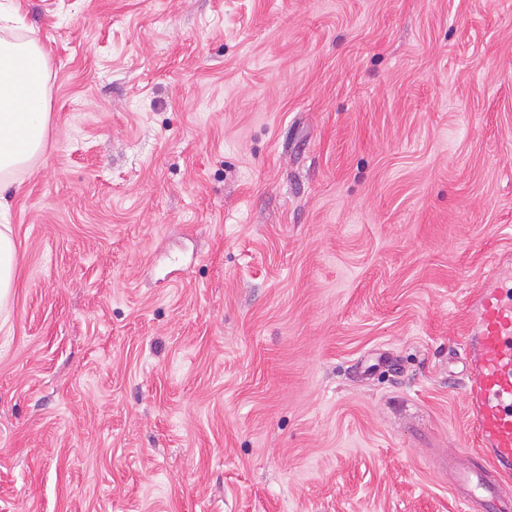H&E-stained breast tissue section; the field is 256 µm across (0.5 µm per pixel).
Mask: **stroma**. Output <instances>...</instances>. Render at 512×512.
<instances>
[{"mask_svg": "<svg viewBox=\"0 0 512 512\" xmlns=\"http://www.w3.org/2000/svg\"><path fill=\"white\" fill-rule=\"evenodd\" d=\"M50 59L0 184V512H466L512 256V0H0ZM7 205L0 202V310L8 304L12 288H14V275L18 265V255L12 238V230L8 223ZM4 215V216H3ZM465 402L479 450L502 474H512V293L491 285L469 307Z\"/></svg>", "mask_w": 512, "mask_h": 512, "instance_id": "35a3bbf8", "label": "stroma"}]
</instances>
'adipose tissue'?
Here are the masks:
<instances>
[{
  "instance_id": "1",
  "label": "adipose tissue",
  "mask_w": 512,
  "mask_h": 512,
  "mask_svg": "<svg viewBox=\"0 0 512 512\" xmlns=\"http://www.w3.org/2000/svg\"><path fill=\"white\" fill-rule=\"evenodd\" d=\"M15 22L0 12V182L42 154L49 125V60L31 34L13 36ZM6 209L0 202V309L8 304L18 265Z\"/></svg>"
}]
</instances>
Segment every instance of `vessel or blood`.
<instances>
[{"label":"vessel or blood","instance_id":"1","mask_svg":"<svg viewBox=\"0 0 512 512\" xmlns=\"http://www.w3.org/2000/svg\"><path fill=\"white\" fill-rule=\"evenodd\" d=\"M470 341L465 402L481 451L502 474H512V290L481 289L469 308ZM453 480L473 512H512L500 484L465 468Z\"/></svg>","mask_w":512,"mask_h":512}]
</instances>
